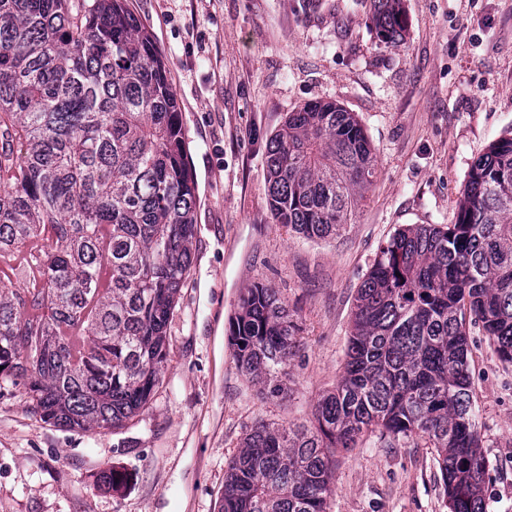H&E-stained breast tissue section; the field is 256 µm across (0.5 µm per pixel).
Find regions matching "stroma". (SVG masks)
Returning <instances> with one entry per match:
<instances>
[{
    "mask_svg": "<svg viewBox=\"0 0 512 512\" xmlns=\"http://www.w3.org/2000/svg\"><path fill=\"white\" fill-rule=\"evenodd\" d=\"M167 67L196 183L193 262L149 405L125 426L68 430L0 399V512H218L224 471L257 424L312 425L342 371L357 292L408 224L452 223L471 164L512 136V0H402L403 44L372 0H127ZM330 99L376 156L349 223L308 240L270 210L266 153L289 112ZM275 288L299 317L282 390L237 368L240 294ZM487 512H512V364L469 327ZM125 481L98 487L110 470ZM328 512H448L427 440L378 435L336 456Z\"/></svg>",
    "mask_w": 512,
    "mask_h": 512,
    "instance_id": "35a3bbf8",
    "label": "stroma"
}]
</instances>
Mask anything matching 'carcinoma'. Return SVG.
<instances>
[{
    "mask_svg": "<svg viewBox=\"0 0 512 512\" xmlns=\"http://www.w3.org/2000/svg\"><path fill=\"white\" fill-rule=\"evenodd\" d=\"M400 2L373 0L386 45L403 39ZM266 167L278 223L324 239L371 184L375 154L354 113L315 100L288 113ZM195 205L163 57L123 0H0V399L18 391L70 430L114 429L145 408L192 264ZM470 320L512 363V136L473 163L453 223L409 225L380 247L315 424L247 433L220 512H327L332 456L375 432L390 446L427 439L449 512H486ZM297 333L274 289L240 295L229 336L261 393L280 391Z\"/></svg>",
    "mask_w": 512,
    "mask_h": 512,
    "instance_id": "carcinoma-1",
    "label": "carcinoma"
}]
</instances>
